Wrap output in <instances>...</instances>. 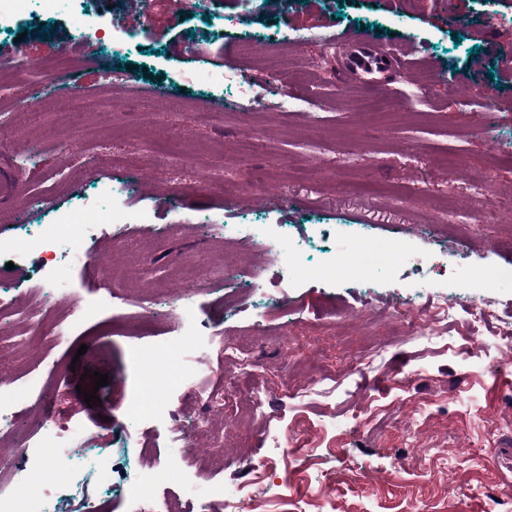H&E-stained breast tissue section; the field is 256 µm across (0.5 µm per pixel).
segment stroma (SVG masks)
I'll list each match as a JSON object with an SVG mask.
<instances>
[{
    "label": "stroma",
    "mask_w": 512,
    "mask_h": 512,
    "mask_svg": "<svg viewBox=\"0 0 512 512\" xmlns=\"http://www.w3.org/2000/svg\"><path fill=\"white\" fill-rule=\"evenodd\" d=\"M79 10L61 0L54 12L0 17V55L22 44L30 66L0 77V206L20 207V223L52 225L77 200L124 188L149 223L123 250L107 233L87 248L106 268L136 267L132 295L192 287L179 313L200 335L183 364L204 372L244 338L270 342L232 372L236 405H195L206 436L168 446V417L136 420L129 407L137 395L160 407L175 400L161 367L171 335L145 339L151 359L135 364L127 338L94 316L51 347L70 296L88 304L99 293L72 265L38 333L23 321L0 332V390L35 376L53 391L57 419L84 426L74 436L81 454L109 460L89 484L105 512H132L143 440L158 444L155 494L173 510L215 512L228 491L252 512H500L512 498V371L495 368L496 320L512 316V120L485 133L481 109L486 93L512 106V0H458L451 23L437 0H97L96 54L107 68L44 80L58 45L76 39ZM322 32L387 43L403 69L353 88L339 68L345 46L322 42ZM244 42L314 69L313 86L253 71L238 57ZM234 60L241 80H222ZM422 69L436 74L424 95L413 83ZM374 94L392 101L390 112H363ZM55 141L96 150L65 155ZM270 181L277 205L253 204L248 186ZM46 188L48 210L36 204ZM485 193L500 203L488 216L478 209ZM360 242L382 265L370 288L357 271ZM269 246L300 251L301 265L264 262ZM16 251L11 275L29 282L43 259L39 239L0 223V257ZM227 253L242 255L243 268L208 287L207 259ZM336 259L346 273L328 272ZM405 298L461 303L442 344L402 331L392 309ZM473 302L490 311L475 325ZM340 336L370 337L375 365L350 368ZM96 372L108 385L95 387ZM285 377L310 393L282 397ZM92 389L101 403L90 407L83 394ZM301 424L312 437L295 435ZM219 438L223 470L194 487L192 458ZM475 442L485 463L469 455Z\"/></svg>",
    "instance_id": "stroma-1"
}]
</instances>
